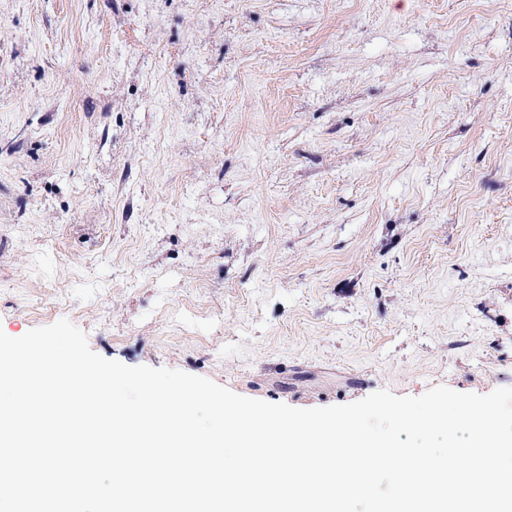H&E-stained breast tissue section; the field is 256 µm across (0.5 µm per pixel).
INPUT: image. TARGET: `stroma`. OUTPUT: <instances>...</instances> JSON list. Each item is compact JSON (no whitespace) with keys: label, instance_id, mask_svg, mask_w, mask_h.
Instances as JSON below:
<instances>
[{"label":"stroma","instance_id":"stroma-1","mask_svg":"<svg viewBox=\"0 0 512 512\" xmlns=\"http://www.w3.org/2000/svg\"><path fill=\"white\" fill-rule=\"evenodd\" d=\"M296 408L512 387V0H0V329Z\"/></svg>","mask_w":512,"mask_h":512}]
</instances>
